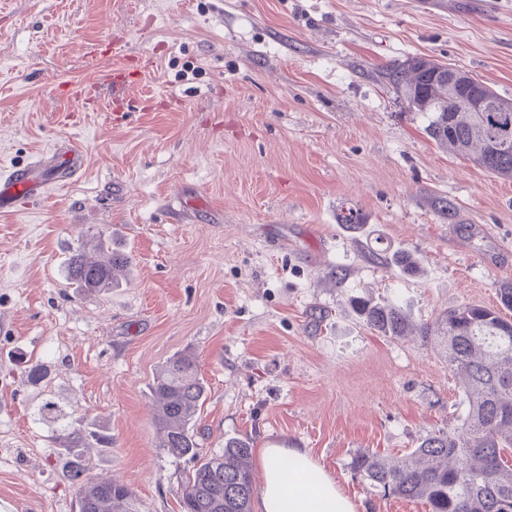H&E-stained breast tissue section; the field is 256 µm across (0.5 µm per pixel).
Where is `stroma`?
<instances>
[{
  "label": "stroma",
  "mask_w": 512,
  "mask_h": 512,
  "mask_svg": "<svg viewBox=\"0 0 512 512\" xmlns=\"http://www.w3.org/2000/svg\"><path fill=\"white\" fill-rule=\"evenodd\" d=\"M93 56L152 62L149 111L105 117L106 88L95 112L72 97ZM420 56L512 99V0H0V167L72 144L86 157L67 186L0 212V512H78L60 457L72 425L112 440L83 449L86 476L123 481L140 512H182L193 462L160 448L149 388L187 348L209 385L202 453L250 439L260 483L263 449L304 448L357 512H428L370 494L350 462L407 455L466 398L421 337L377 335L353 301L398 299L416 324L499 307L512 179L437 145L382 79ZM352 210L356 232L339 221ZM99 230L129 275L70 288L68 258ZM382 243L422 274L373 258Z\"/></svg>",
  "instance_id": "stroma-1"
}]
</instances>
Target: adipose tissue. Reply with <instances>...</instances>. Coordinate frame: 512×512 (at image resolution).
Returning a JSON list of instances; mask_svg holds the SVG:
<instances>
[{
    "label": "adipose tissue",
    "instance_id": "ef3b65f1",
    "mask_svg": "<svg viewBox=\"0 0 512 512\" xmlns=\"http://www.w3.org/2000/svg\"><path fill=\"white\" fill-rule=\"evenodd\" d=\"M262 466V512H357L353 500L307 451L267 448Z\"/></svg>",
    "mask_w": 512,
    "mask_h": 512
}]
</instances>
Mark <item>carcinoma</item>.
Returning <instances> with one entry per match:
<instances>
[{
    "label": "carcinoma",
    "mask_w": 512,
    "mask_h": 512,
    "mask_svg": "<svg viewBox=\"0 0 512 512\" xmlns=\"http://www.w3.org/2000/svg\"><path fill=\"white\" fill-rule=\"evenodd\" d=\"M421 66V59H408L386 68L383 78L415 111L427 115L425 132L437 144L490 173L512 178V100L479 80V93L492 97L503 111L467 112L426 81ZM89 242L98 258L88 259L78 247L68 259V283L87 292L106 290L130 264V256L114 249L112 239L102 232L89 235ZM379 259L404 273L420 269V260L401 250L390 254L385 248ZM356 308L366 327L378 335L401 338L416 330L443 353L468 408L456 427L427 435L403 458L357 453L351 461L354 474L371 493L420 501L429 512H502L500 504L512 500V466L505 460L512 448V320L496 308L467 303L413 327L395 302L363 298ZM206 392L192 350L170 356L150 386L160 447L194 461L185 480L183 512H252L253 443L232 437L224 441L222 452L200 454L195 414ZM89 439L112 444L110 437L81 427L66 437L73 447L65 449L63 468L76 482L79 512H139L127 485L110 476H84L80 447Z\"/></svg>",
    "instance_id": "carcinoma-1"
}]
</instances>
